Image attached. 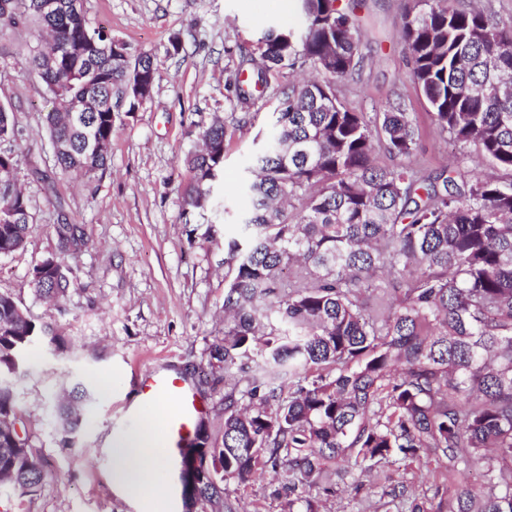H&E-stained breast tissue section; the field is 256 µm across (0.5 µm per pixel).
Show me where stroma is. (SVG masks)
Wrapping results in <instances>:
<instances>
[{"label":"stroma","instance_id":"obj_1","mask_svg":"<svg viewBox=\"0 0 512 512\" xmlns=\"http://www.w3.org/2000/svg\"><path fill=\"white\" fill-rule=\"evenodd\" d=\"M406 0H359L364 38L357 79L339 84L352 110L383 111L401 98L417 127L423 175L464 159L465 149L437 131L428 106L409 79V62L398 40ZM92 25L112 32L131 52L157 55L150 99L116 122L105 170L91 179L63 176L54 166L44 131L52 104L40 78L24 67L28 47L40 42L35 25H18L0 42V105L22 131L17 180L30 199L36 224L24 249L0 256V294L15 298L39 321L63 331L64 348L37 344L16 384L18 410L32 437L45 477L34 496L0 495V512H144L112 489L107 442L133 395L131 381L149 369L185 374L206 407L211 440L224 434V365L213 356L224 342V246L204 240L181 218L184 160L195 150L198 126L228 116L234 103L228 71L250 53L263 31L300 22L279 0H85ZM178 39V51L169 48ZM274 97L259 103L253 125L235 131L224 154V194L209 214L236 235L249 198L235 191L256 149L269 137ZM81 225L84 244L65 253L56 224ZM63 256L72 281L66 299L53 305L29 288L35 264ZM83 383L95 395L91 420L67 438L55 408L62 391ZM285 470L266 468L246 483L221 481L215 503L195 512H288ZM443 469L426 472L402 461L373 468L342 489L312 486L316 512H410L435 488Z\"/></svg>","mask_w":512,"mask_h":512}]
</instances>
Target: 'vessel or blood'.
Instances as JSON below:
<instances>
[{
    "label": "vessel or blood",
    "mask_w": 512,
    "mask_h": 512,
    "mask_svg": "<svg viewBox=\"0 0 512 512\" xmlns=\"http://www.w3.org/2000/svg\"><path fill=\"white\" fill-rule=\"evenodd\" d=\"M136 386L143 405H152L161 398L176 404V413L162 422L153 439V445L161 449L164 459L172 468H181L190 442L205 413L202 399L189 380L175 371L142 372L136 377Z\"/></svg>",
    "instance_id": "vessel-or-blood-1"
}]
</instances>
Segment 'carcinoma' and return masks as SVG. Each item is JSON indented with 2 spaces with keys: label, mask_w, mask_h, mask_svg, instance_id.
I'll list each match as a JSON object with an SVG mask.
<instances>
[{
  "label": "carcinoma",
  "mask_w": 512,
  "mask_h": 512,
  "mask_svg": "<svg viewBox=\"0 0 512 512\" xmlns=\"http://www.w3.org/2000/svg\"><path fill=\"white\" fill-rule=\"evenodd\" d=\"M0 20V38L18 22L50 38L30 47L25 67L40 77L53 103L45 130L62 173L90 178L108 153L86 148L112 141L114 113L66 112L69 99L117 102L131 71L152 94L155 57L133 62L100 53L104 29L42 0H15ZM297 29L269 28L257 53H240L227 85L244 128L265 94L278 99L276 134L253 157L246 192L252 209L237 237L224 239V440L208 467L240 482L271 464L288 480V512H314L311 484L330 478L329 463L355 475L398 458L426 457L448 472L436 503L411 512H512V178L464 162L422 178L415 127L402 102L379 116L353 112L338 83L359 74L362 33L343 0H298ZM400 38L411 79L431 122L492 167L512 172V17L450 9L447 0H415ZM316 77L273 85L288 73ZM127 96V95H125ZM140 108L127 96L126 111ZM13 113L0 110V256L24 248L35 224L17 185L21 154L12 142ZM228 128L216 119L199 130L203 149L186 158L184 223L206 219L224 170ZM384 151L391 165L377 162ZM61 248L82 240L79 225H57ZM29 287L59 304L71 281L63 261L37 263ZM43 336L59 341L10 295L0 294V420L17 418L14 378ZM247 378L249 403L237 386ZM87 391L77 383L58 407L67 434L87 419ZM0 428V481L32 496L44 478L30 444ZM495 464L479 485L466 474L487 452Z\"/></svg>",
  "instance_id": "obj_1"
}]
</instances>
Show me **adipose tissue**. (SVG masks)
I'll list each match as a JSON object with an SVG mask.
<instances>
[{
    "label": "adipose tissue",
    "mask_w": 512,
    "mask_h": 512,
    "mask_svg": "<svg viewBox=\"0 0 512 512\" xmlns=\"http://www.w3.org/2000/svg\"><path fill=\"white\" fill-rule=\"evenodd\" d=\"M157 413L142 416L139 427L111 437L112 481L124 496L147 505L148 512H166V500L160 481V463L152 450L150 437Z\"/></svg>",
    "instance_id": "ef3b65f1"
}]
</instances>
